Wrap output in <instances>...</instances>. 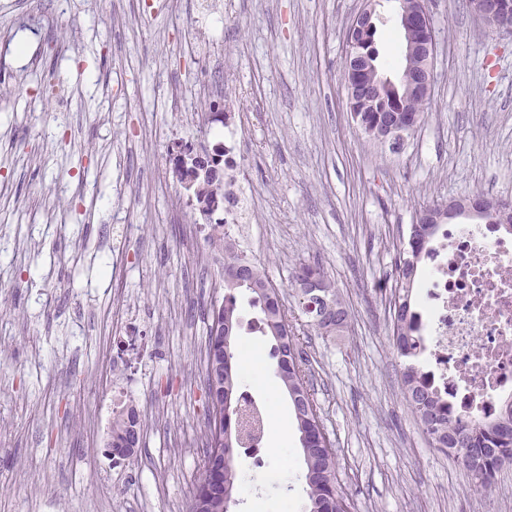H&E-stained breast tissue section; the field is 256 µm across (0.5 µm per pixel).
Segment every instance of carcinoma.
Returning a JSON list of instances; mask_svg holds the SVG:
<instances>
[{
  "label": "carcinoma",
  "mask_w": 512,
  "mask_h": 512,
  "mask_svg": "<svg viewBox=\"0 0 512 512\" xmlns=\"http://www.w3.org/2000/svg\"><path fill=\"white\" fill-rule=\"evenodd\" d=\"M399 98L410 113L424 112L426 102L409 93L404 72L393 85L383 88L378 101ZM393 113L381 112L374 105L361 113L360 120L369 126L382 127L392 121ZM196 203L206 202L211 188L229 186L224 181V152H218L209 169L193 179ZM434 216V224H412L408 239L400 247L395 285L391 294L392 347L403 362L401 386L404 400L419 418L431 447L453 455L483 491L492 489L497 473L512 458V401L501 413L481 422L454 413L448 398L436 389L429 374L422 371L418 357L424 351L419 316L411 307L416 267L425 253L437 225L448 223V205L425 206L415 212ZM291 287L299 297L298 310L285 306L280 290L265 272L247 256L224 249V296L207 307L210 319L203 362V379L207 404L204 473L194 487L191 512H230L242 490L243 479L237 470L236 448L241 441L224 444V434L242 428L239 408L241 377L235 336L239 327L237 293L245 290L251 303L259 309L255 329L273 341V373L291 399L296 429L304 456L307 512H355V503L342 489L336 464V448L327 433L304 364V342L296 334L297 322L306 318L314 335L340 336L350 326L348 308L334 281L317 261H299L290 277ZM141 430L116 420L112 425V454L124 461L130 456V436Z\"/></svg>",
  "instance_id": "carcinoma-1"
}]
</instances>
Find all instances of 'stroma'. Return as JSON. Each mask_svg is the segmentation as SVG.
<instances>
[{"mask_svg":"<svg viewBox=\"0 0 512 512\" xmlns=\"http://www.w3.org/2000/svg\"><path fill=\"white\" fill-rule=\"evenodd\" d=\"M362 0H0V512H188L202 473L206 306L221 249L196 231L169 154L213 146L183 99L217 88L250 176V258L295 308L289 274L318 261L351 314L305 359L356 512H512V465L491 492L431 448L389 338L400 241L416 209L473 192L512 199V34L469 0H429L435 83L396 146L346 110V30ZM395 0L379 60L403 63ZM147 346L131 462L113 466L112 360ZM263 448L239 450L235 512H307L291 400L274 375Z\"/></svg>","mask_w":512,"mask_h":512,"instance_id":"stroma-1","label":"stroma"}]
</instances>
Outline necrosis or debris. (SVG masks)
<instances>
[{"label": "necrosis or debris", "instance_id": "1", "mask_svg": "<svg viewBox=\"0 0 512 512\" xmlns=\"http://www.w3.org/2000/svg\"><path fill=\"white\" fill-rule=\"evenodd\" d=\"M420 281L431 379L456 413L480 421L512 394V235L495 224L444 227Z\"/></svg>", "mask_w": 512, "mask_h": 512}]
</instances>
